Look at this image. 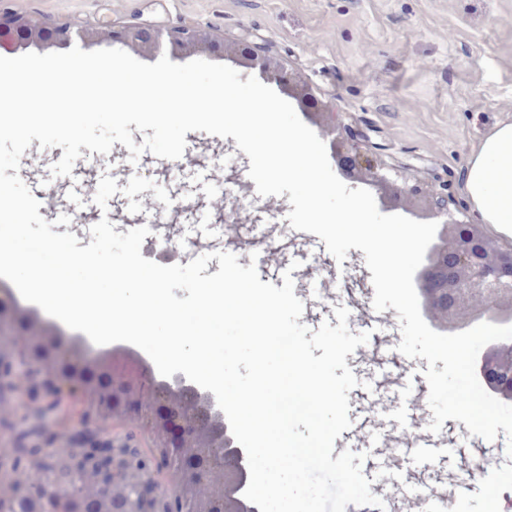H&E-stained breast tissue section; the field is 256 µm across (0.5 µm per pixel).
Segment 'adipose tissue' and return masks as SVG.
Instances as JSON below:
<instances>
[{
    "label": "adipose tissue",
    "instance_id": "1",
    "mask_svg": "<svg viewBox=\"0 0 512 512\" xmlns=\"http://www.w3.org/2000/svg\"><path fill=\"white\" fill-rule=\"evenodd\" d=\"M463 189L483 223L512 236V122L498 124L472 153Z\"/></svg>",
    "mask_w": 512,
    "mask_h": 512
}]
</instances>
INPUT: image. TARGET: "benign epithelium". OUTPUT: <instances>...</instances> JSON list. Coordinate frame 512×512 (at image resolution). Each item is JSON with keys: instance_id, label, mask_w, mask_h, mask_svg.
Here are the masks:
<instances>
[{"instance_id": "benign-epithelium-1", "label": "benign epithelium", "mask_w": 512, "mask_h": 512, "mask_svg": "<svg viewBox=\"0 0 512 512\" xmlns=\"http://www.w3.org/2000/svg\"><path fill=\"white\" fill-rule=\"evenodd\" d=\"M109 36L131 49L165 50L174 58L230 53L242 67L276 83L330 139L343 179L373 189L389 208L438 222L441 243L421 281L435 315L457 329L491 308L512 313V246L489 236L466 208L450 206L448 185L422 188L392 167L370 164L358 149L359 130L340 122L311 87L294 80L262 47L240 43L229 50L210 31L187 26L162 31L125 24ZM94 37L88 30L36 22L0 8V52L85 43ZM0 328V427L25 417L26 447L37 449L30 456L0 445V512H15L22 499L33 500L37 512H224V497L233 494L230 485L211 499L198 498L212 473L237 469L226 449L239 443L212 392L180 372L166 378L145 366L141 370L151 390L128 391L96 373L98 367L117 364V358L104 352L81 354L39 324L18 329L4 294ZM479 370L489 384L512 394V344L502 349L493 367L483 362ZM65 404L72 408L71 443L61 449L48 433ZM119 421H134L153 434V457L112 437Z\"/></svg>"}]
</instances>
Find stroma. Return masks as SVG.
<instances>
[{
	"mask_svg": "<svg viewBox=\"0 0 512 512\" xmlns=\"http://www.w3.org/2000/svg\"><path fill=\"white\" fill-rule=\"evenodd\" d=\"M0 7L96 30L98 38L84 45L88 51L110 47L108 32L128 23L196 25L230 46L258 44L311 84L345 123L360 129L375 159L423 184L449 181L462 204L469 157L497 124L512 121V0H0ZM185 139L193 157L180 165L148 152L130 163L128 149L117 143L99 162L79 158L68 177L50 174L62 148H39L37 168L24 181L46 220H55L65 205L79 206L80 221L68 230L85 246L102 215L127 214L129 200L122 189L131 176L153 180L171 199L170 205L157 207L161 223L179 230L177 247L168 256L172 264L226 250L224 215L235 210V234L246 244L238 262L256 265L261 281L282 286L284 271L302 258L319 265L318 276L295 282L310 300L301 322L314 330L334 317L318 304L323 293L345 306L372 290L361 250H349L346 260L337 262L325 244L305 241L291 229L287 197L277 198L274 210L265 209L248 179L250 160L234 138L225 139L218 159L208 150L211 135L190 132ZM105 174L116 179L119 192L103 210L86 191ZM272 225L277 228L272 249L251 253L250 244L261 241ZM368 329L372 334L363 348L367 380L375 367L395 369L405 361L383 343L400 333L395 309L381 312ZM442 432L451 447L449 471L461 472L475 457L490 462V480L475 483L463 512H486L490 497L512 499L505 435L478 442L453 419L445 421Z\"/></svg>",
	"mask_w": 512,
	"mask_h": 512,
	"instance_id": "35a3bbf8",
	"label": "stroma"
}]
</instances>
